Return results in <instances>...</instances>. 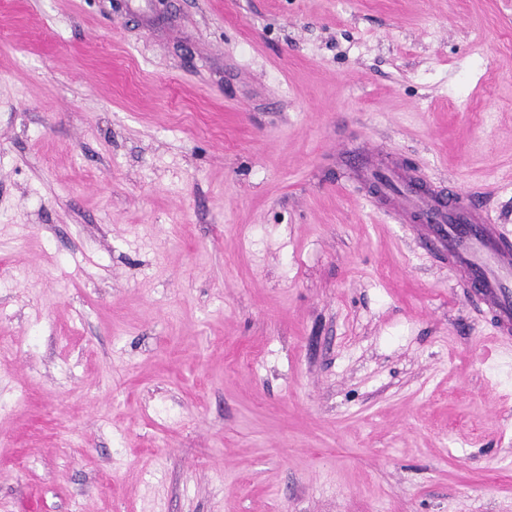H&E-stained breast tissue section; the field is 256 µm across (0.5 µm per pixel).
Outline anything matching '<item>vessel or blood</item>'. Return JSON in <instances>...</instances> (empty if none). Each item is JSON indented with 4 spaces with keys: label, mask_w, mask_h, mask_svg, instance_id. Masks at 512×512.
Returning <instances> with one entry per match:
<instances>
[{
    "label": "vessel or blood",
    "mask_w": 512,
    "mask_h": 512,
    "mask_svg": "<svg viewBox=\"0 0 512 512\" xmlns=\"http://www.w3.org/2000/svg\"><path fill=\"white\" fill-rule=\"evenodd\" d=\"M357 175L380 186L379 196L394 214L421 216L424 245L491 314L493 336L512 337V231L492 223L479 205L459 206L455 189L422 190L374 150L362 151Z\"/></svg>",
    "instance_id": "vessel-or-blood-1"
}]
</instances>
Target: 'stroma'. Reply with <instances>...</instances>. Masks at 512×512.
I'll list each match as a JSON object with an SVG mask.
<instances>
[{"label": "stroma", "mask_w": 512, "mask_h": 512, "mask_svg": "<svg viewBox=\"0 0 512 512\" xmlns=\"http://www.w3.org/2000/svg\"><path fill=\"white\" fill-rule=\"evenodd\" d=\"M340 143L512 226V0H0V512H512V340Z\"/></svg>", "instance_id": "1"}]
</instances>
